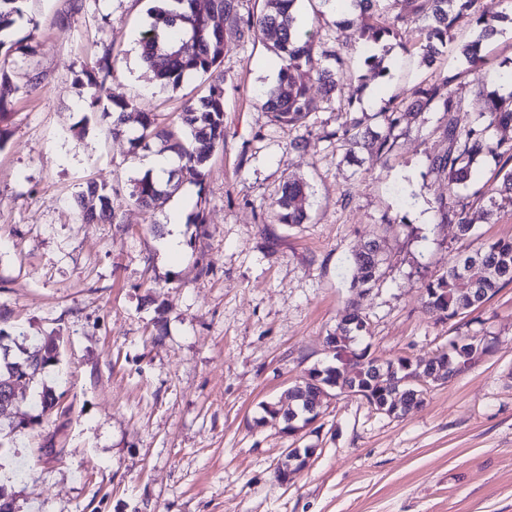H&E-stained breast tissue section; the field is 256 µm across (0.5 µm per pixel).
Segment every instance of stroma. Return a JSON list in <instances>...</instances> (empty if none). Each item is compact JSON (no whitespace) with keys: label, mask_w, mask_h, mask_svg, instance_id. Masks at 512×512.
I'll return each instance as SVG.
<instances>
[{"label":"stroma","mask_w":512,"mask_h":512,"mask_svg":"<svg viewBox=\"0 0 512 512\" xmlns=\"http://www.w3.org/2000/svg\"><path fill=\"white\" fill-rule=\"evenodd\" d=\"M152 0H25L13 39L27 55L0 53L11 76L0 123V346L10 357L56 338L59 354L38 382L18 387L17 430L0 453V487L15 512H512V284L453 321L420 300L458 252L512 238V211L481 214L471 237L442 222L448 197L431 172L444 153L448 116L431 108L402 127L389 155L324 139L347 118L314 117L306 149L261 107L277 80L272 35L227 36L224 142L200 182H185L156 210L130 197L156 146L134 147L139 115L120 132L90 109L87 74L104 52L113 98L174 125L207 77L160 87L143 66L139 36ZM300 28L318 29L351 60L344 94L378 106L420 81L453 77L459 125L489 94L469 72L456 30L433 66L390 43L388 73L363 63L356 32L297 0ZM309 185L306 223H276L282 184ZM113 188L116 221L85 224L76 196L87 182ZM185 215L183 248L162 246L173 208ZM378 241L386 274L370 291L349 288L348 259ZM370 324L372 356L426 361L451 337L491 352L443 385L421 408L394 418L366 401L328 399L296 436L262 422L309 369L333 361L325 338L348 306ZM49 388L59 404L42 412ZM311 448L309 466L280 483L284 449Z\"/></svg>","instance_id":"stroma-1"}]
</instances>
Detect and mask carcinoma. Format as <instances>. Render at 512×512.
I'll return each mask as SVG.
<instances>
[{
  "label": "carcinoma",
  "instance_id": "1",
  "mask_svg": "<svg viewBox=\"0 0 512 512\" xmlns=\"http://www.w3.org/2000/svg\"><path fill=\"white\" fill-rule=\"evenodd\" d=\"M22 2L0 0V50L6 45L5 36L24 18ZM154 2L152 22L140 37L142 59L153 79L164 87L176 89L185 76L200 74L210 79V85L206 96L184 106L177 127L162 126L155 115L141 113L140 131L133 144L147 147L152 142L159 143L161 150L177 154L182 161L174 174L177 180H198L213 149L224 142V73L220 64L224 57V23L233 14L235 0H208L204 11L197 8L196 0H176L181 5L178 10L170 8L169 0ZM381 2L383 0H350L348 6L357 10V15L344 20V24L356 28L364 64L371 70L386 75L384 57L377 55L375 50L390 39L401 37L402 31L419 18H429L431 23L420 28L419 45L405 44L403 49L407 53L418 50L423 62L429 65L441 53V48L454 40L457 24L465 20L478 31L474 40L460 47V54L470 70L483 80L512 83V70L483 71L482 41L497 32L503 18L479 10L478 0H402L405 11L396 15L390 24L380 20L378 7ZM293 3L294 0H263L258 14L239 20L235 34L240 39L267 32L276 36L273 52L282 65L277 84L263 95L262 107L275 125L307 128L312 116L340 100L350 65L341 49L323 51L322 55L330 63L317 69L320 93L310 92L299 75L302 70L313 68L318 61L315 52L317 33L298 31L291 12ZM112 69L111 54L97 61V77L90 80L95 87L91 107L99 106L106 95V81L112 76ZM452 81L453 78L446 77L439 83L421 81L414 84L409 89L407 101H391L376 114L379 118L376 130L364 125L363 118L353 115L341 127L326 133L324 138L338 141L361 138L368 142L371 157L378 161L391 152L395 131L407 117L415 118L431 105H438L448 114L444 129L448 150L430 161V169L448 180V201L440 202L438 210L444 222L456 225L458 238L467 239L477 220L475 203H486L492 208H512V168L507 170L501 164L504 158L512 161V142L494 137L498 129L512 126V94L491 98L485 111L469 125L461 127L454 116L460 104L450 88ZM109 103L113 130L118 131L126 121L130 104L112 99ZM490 160L503 171L501 187H481L466 194L473 169ZM166 195L168 190L148 173L135 182L131 191L134 201L147 209L156 208L157 202ZM307 195L308 186L304 181H286L276 202L277 222L287 226L304 223ZM79 204L87 224L110 222L114 218L112 188L105 183L88 184L79 195ZM384 263L379 243L375 240L367 242L352 256L351 290L363 291L376 285L384 275ZM509 283H512V239H499L475 251L459 254L438 278L422 286V301L438 319L450 321L478 310ZM344 323L345 326L336 327L331 335L337 337L340 349L354 368L344 375L339 372L338 365L311 369L298 385L288 390L296 396L294 410L297 417L291 422L287 411L279 404L262 405L264 413L279 422L283 431L295 433L312 422L317 414L311 413L310 409L321 400L322 394L341 393L340 383L379 411L395 393L392 366H405L411 373L418 369V365L402 356L369 367L362 362L365 352L357 348L358 342L370 333L368 322L352 311ZM483 349L485 344L481 341L451 339L448 347L443 349L442 364L451 362L466 366L475 359V353ZM27 363L26 359L11 361L6 356L0 357V386L23 373Z\"/></svg>",
  "mask_w": 512,
  "mask_h": 512
}]
</instances>
